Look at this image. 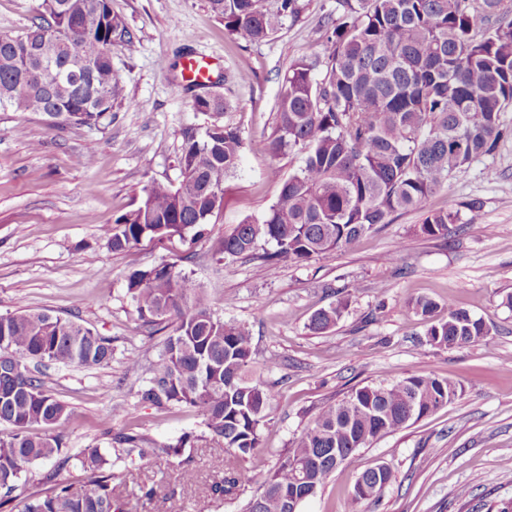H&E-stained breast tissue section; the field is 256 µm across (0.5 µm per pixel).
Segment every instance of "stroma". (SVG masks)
Masks as SVG:
<instances>
[{"mask_svg":"<svg viewBox=\"0 0 512 512\" xmlns=\"http://www.w3.org/2000/svg\"><path fill=\"white\" fill-rule=\"evenodd\" d=\"M297 21L276 37L244 45L233 39L208 0H110L135 41L113 48L124 93L112 119L97 125H50L43 115L0 111V314L45 311L111 338L112 363L101 370L49 366L48 389L71 413L72 450L106 445L107 432L129 430L160 443L190 432L194 485L181 484L174 460L138 459L139 481L168 485L167 496L130 512H242L251 495L319 411L351 389L411 375L462 385L448 406L360 449L300 512H351L348 495L368 466H390L394 479L360 512H475L477 505L512 502V136L488 156L457 170L422 209L399 212L352 248L306 262L283 261L256 273L252 260H217V240L244 219H259L275 202L270 167L290 174L302 153L273 156L275 102L290 59L327 53L320 24L336 0H302ZM190 48L212 65L210 80L229 93L220 122L237 126L245 147L224 182V207L195 239L145 238L134 257L112 252L103 225L140 202L151 182H177L182 132L209 123L194 111L176 67ZM248 72L239 81V72ZM95 146L96 160L84 151ZM482 204L476 224L452 226L445 237L421 233L429 211ZM178 262L204 288L212 311L247 325L257 349V373L275 391L261 428L262 449L244 462L252 482L238 495L211 499L222 480L211 461L217 449L202 438L196 408L157 409L136 392L166 336L140 321L126 293L131 267ZM426 296L482 318L490 333L463 348L428 345L426 329L405 303ZM346 307L324 334L308 330L311 315L336 301ZM139 355L142 366L128 363ZM123 415H113V407Z\"/></svg>","mask_w":512,"mask_h":512,"instance_id":"1","label":"stroma"}]
</instances>
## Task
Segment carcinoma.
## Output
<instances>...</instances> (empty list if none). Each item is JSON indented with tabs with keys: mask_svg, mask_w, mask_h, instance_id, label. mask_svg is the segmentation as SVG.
<instances>
[{
	"mask_svg": "<svg viewBox=\"0 0 512 512\" xmlns=\"http://www.w3.org/2000/svg\"><path fill=\"white\" fill-rule=\"evenodd\" d=\"M236 40L260 42L299 18V0H208ZM325 70L316 52L288 65L276 100L271 149L306 154L299 171L270 176L276 201L260 222L246 220L224 234L216 255L246 256L255 271L283 260L308 261L354 245L399 212L417 209L466 164L491 154L503 137L501 114L512 107V0H336ZM130 51L134 39L110 0H42V11L22 36L0 33V110L34 112L52 119L97 125L112 112L123 80L112 66V48ZM226 96L197 95L193 109L218 116ZM244 141L238 128L212 122L189 129L177 162L176 185L153 182L139 205L117 217L103 237L112 251L129 255L150 237L185 239L204 234L224 205V182L238 168ZM461 212H430L421 231L448 235ZM127 293L142 323L171 327L150 362L138 401L158 409H198L210 440L224 455L215 468V499L249 483L240 460L261 447L259 429L274 398L254 380L255 349L248 328L216 316L203 288L174 263L134 269ZM428 342L461 348L489 333L485 322L453 304L416 298ZM344 303L315 312L308 328L323 334L341 318ZM112 342L70 320L22 310L0 315V508L14 498L23 475L53 460L83 472L81 487L51 471L20 501V512H128L131 498L151 501L161 486L114 480L113 467L147 455L177 461L182 483L196 482L188 449L195 436L152 446L141 434L120 432L109 447L66 449L68 406L46 387L49 364L105 369ZM461 386L448 379L412 375L388 384L354 388L324 407L265 478L244 512H299L336 472V452L352 457L373 441L452 403ZM39 428L40 434L32 433ZM385 464L364 469L349 495L358 508L392 480ZM365 486L367 491L359 490Z\"/></svg>",
	"mask_w": 512,
	"mask_h": 512,
	"instance_id": "cac0c4a2",
	"label": "carcinoma"
}]
</instances>
